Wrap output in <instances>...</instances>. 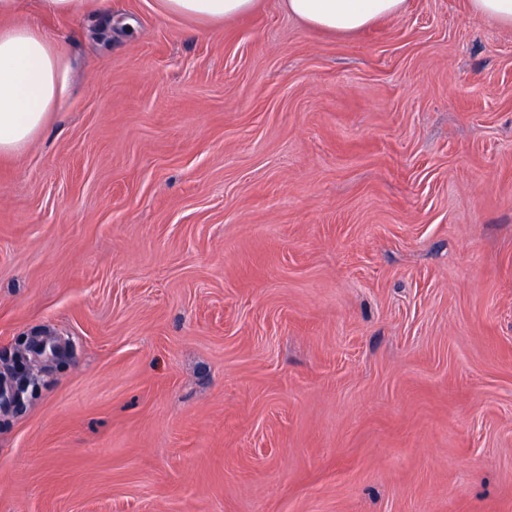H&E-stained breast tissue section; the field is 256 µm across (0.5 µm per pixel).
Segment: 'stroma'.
I'll return each instance as SVG.
<instances>
[{
  "mask_svg": "<svg viewBox=\"0 0 512 512\" xmlns=\"http://www.w3.org/2000/svg\"><path fill=\"white\" fill-rule=\"evenodd\" d=\"M16 21L65 101L0 159V512H512V30L407 0ZM288 15L310 28L351 35L385 19L400 16L406 0H282Z\"/></svg>",
  "mask_w": 512,
  "mask_h": 512,
  "instance_id": "obj_1",
  "label": "stroma"
}]
</instances>
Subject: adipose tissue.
<instances>
[{
  "instance_id": "1",
  "label": "adipose tissue",
  "mask_w": 512,
  "mask_h": 512,
  "mask_svg": "<svg viewBox=\"0 0 512 512\" xmlns=\"http://www.w3.org/2000/svg\"><path fill=\"white\" fill-rule=\"evenodd\" d=\"M256 6L257 0H161L166 13L204 22L245 15ZM283 7L310 28L344 36L400 16L406 0H283ZM16 11L17 0H0V157L35 138L68 86L48 34L24 23L3 25Z\"/></svg>"
}]
</instances>
